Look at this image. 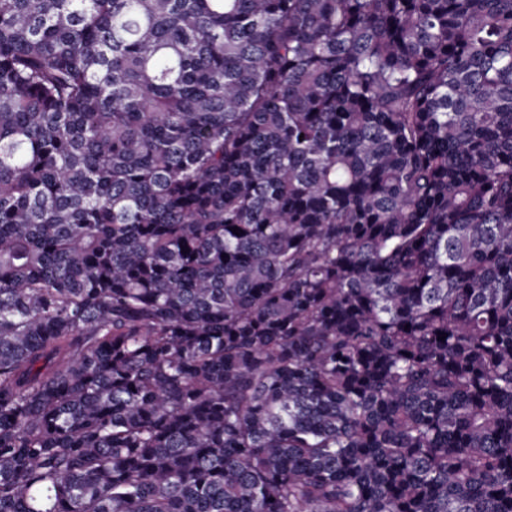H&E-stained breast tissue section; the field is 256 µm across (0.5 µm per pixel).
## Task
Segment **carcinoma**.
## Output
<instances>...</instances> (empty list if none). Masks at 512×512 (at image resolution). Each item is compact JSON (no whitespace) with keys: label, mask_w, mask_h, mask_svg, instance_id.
<instances>
[{"label":"carcinoma","mask_w":512,"mask_h":512,"mask_svg":"<svg viewBox=\"0 0 512 512\" xmlns=\"http://www.w3.org/2000/svg\"><path fill=\"white\" fill-rule=\"evenodd\" d=\"M0 512H512V0H0Z\"/></svg>","instance_id":"1"}]
</instances>
